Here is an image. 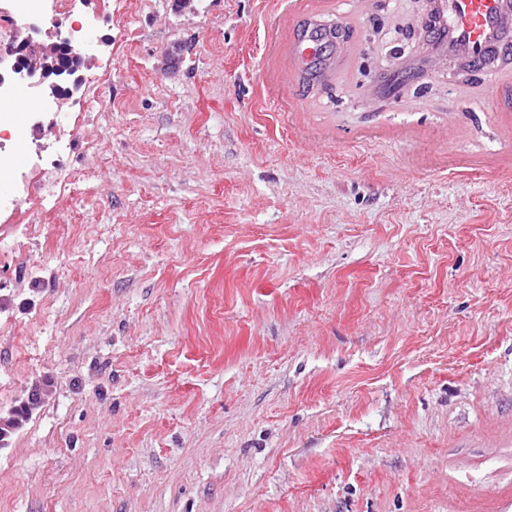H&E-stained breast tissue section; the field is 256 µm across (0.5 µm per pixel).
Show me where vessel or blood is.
Returning <instances> with one entry per match:
<instances>
[{
    "mask_svg": "<svg viewBox=\"0 0 512 512\" xmlns=\"http://www.w3.org/2000/svg\"><path fill=\"white\" fill-rule=\"evenodd\" d=\"M511 6L512 0H433L444 48L473 60L482 59L490 48L512 38V30L504 23V14ZM332 36V29L316 25L308 29L303 41L278 45L277 51L299 71L317 74L324 67L320 49Z\"/></svg>",
    "mask_w": 512,
    "mask_h": 512,
    "instance_id": "b4317fda",
    "label": "vessel or blood"
}]
</instances>
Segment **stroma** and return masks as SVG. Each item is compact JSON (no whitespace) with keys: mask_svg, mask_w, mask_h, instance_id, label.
<instances>
[{"mask_svg":"<svg viewBox=\"0 0 512 512\" xmlns=\"http://www.w3.org/2000/svg\"><path fill=\"white\" fill-rule=\"evenodd\" d=\"M407 7L298 0L322 82L276 0H112L83 177L0 245V411L50 387L0 512H512V73ZM333 36L331 28L315 24L308 29L306 39L295 44H279L277 51L289 58L299 71H309L317 76L325 66L320 48L325 42L329 43Z\"/></svg>","mask_w":512,"mask_h":512,"instance_id":"stroma-1","label":"stroma"}]
</instances>
